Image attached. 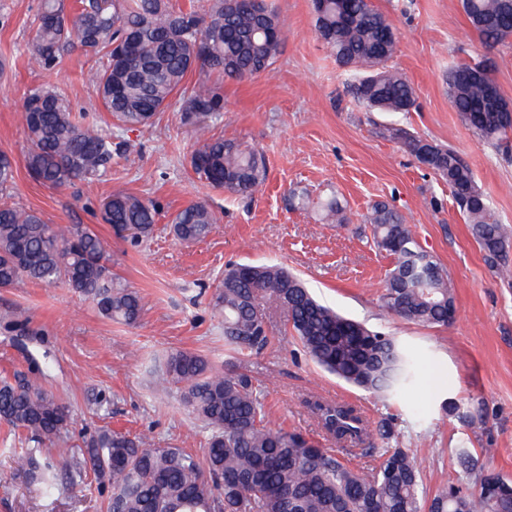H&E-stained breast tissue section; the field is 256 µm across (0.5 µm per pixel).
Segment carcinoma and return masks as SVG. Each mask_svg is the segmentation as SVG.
<instances>
[{"label": "carcinoma", "mask_w": 512, "mask_h": 512, "mask_svg": "<svg viewBox=\"0 0 512 512\" xmlns=\"http://www.w3.org/2000/svg\"><path fill=\"white\" fill-rule=\"evenodd\" d=\"M462 7L486 45L512 38V0H462ZM314 21L318 38L340 65L366 71L352 88L359 104L377 112L417 108L413 86L388 66L399 32L371 0H322ZM273 30L282 32L273 7L253 12L236 0H211L203 15L176 8L171 0H74L70 11L64 0H41L31 52L45 70L60 64L75 43L99 57L88 80L103 109L124 126L150 124L179 97L199 143L190 157L194 174L231 196L247 198L266 181L264 158L212 134L224 117L221 86L189 87L186 77L197 68L231 79L269 70L282 44V37L269 35ZM448 92L479 141L512 150V102L500 93L488 60L450 67ZM23 120L30 142L26 168L48 187L91 182L105 172L112 151L124 149L120 142L112 144L111 135L80 121L58 88L30 90ZM385 131L448 183L491 267L511 277L508 230L458 152L435 145L429 158L422 137L397 125ZM15 173L8 156L0 154L1 194L13 186ZM107 200L104 223L119 232L132 228L135 241L152 234L158 215L154 203L123 191ZM322 208L326 220L345 223L336 199ZM215 221L206 204L192 202L175 213L172 231L183 241L200 240ZM367 223L374 247L394 259L381 308L423 326L452 322L456 306L448 273L416 243L404 217L377 202ZM23 280L63 281L111 320L132 324L142 311L138 292L112 276L103 242L92 229L82 224L60 229L34 211L1 202L0 288ZM269 301L287 311L293 334L318 365L370 394L390 399L420 375L418 359L395 337L321 304L297 276L275 263L225 267L214 294V307L224 317V342L241 351L266 348L271 336L263 310ZM162 379L181 390L183 404L209 430L202 456L106 429L84 441L83 456L59 464L42 455L40 446L67 429L69 409L26 377L1 380L0 422L27 431L37 444L23 454L20 474L50 496L58 489L61 465L77 476L72 484H94L107 494L108 512H512V479L484 472L466 448L458 453L462 473L429 498L417 460L405 448L382 449L378 466L370 470L350 466L344 456L373 451V436L397 441L391 420H381L373 433L354 405L306 400L324 433L347 444L337 455L299 433L272 427L260 388L239 371H221L199 354L177 350L167 356ZM465 475L474 476V486H463Z\"/></svg>", "instance_id": "obj_1"}]
</instances>
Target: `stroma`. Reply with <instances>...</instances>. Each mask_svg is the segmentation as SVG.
<instances>
[{
    "mask_svg": "<svg viewBox=\"0 0 512 512\" xmlns=\"http://www.w3.org/2000/svg\"><path fill=\"white\" fill-rule=\"evenodd\" d=\"M400 33L392 67L405 74L418 107L408 114L368 112L349 92L352 76L317 37L311 0H271L284 41L271 70L223 80L224 120L217 135L265 156L268 179L242 200L199 179L190 156L198 143L172 102L147 127L124 128L105 112L87 72L93 55L73 48L62 64L40 68L29 52L40 0H0V152L16 167L8 203L40 213L64 228L84 224L102 239L112 271L143 298L132 325L103 317L95 303L66 283L28 281L0 288V378L22 373L69 406L74 422L45 445L56 461L80 455L82 433L107 427L158 446L201 452L207 431L189 414L176 388L162 387L169 353L186 350L214 367L237 368L261 385L272 427L298 431L325 447L304 401L356 405L369 424L393 420L401 447L420 464L423 486L435 493L457 471V452L478 454L486 469L512 478V280L498 276L456 206L450 187L383 135L388 125L410 129L454 148L469 165L501 224L512 230V155L479 143L448 95L445 76L461 60L491 57L493 78L512 99V40L488 48L470 26L462 0H371ZM64 89L90 124L126 143L93 182L52 189L28 173L22 114L28 90ZM307 192L308 208L291 191ZM124 191L154 201L153 236L134 244L100 218L103 199ZM337 195L345 223L326 224L318 203ZM205 202L216 216L211 233L181 241L169 232L173 215ZM396 208L417 243L435 255L454 286L457 316L446 326H420L383 312L379 296L392 258L371 242L366 217L374 202ZM274 262L297 273L323 304L374 330L396 336L422 365L408 395L380 401L314 363L295 339H284L285 313L269 304L273 342L241 354L224 343V323L211 299L228 263ZM106 396L107 405L94 401ZM457 410L440 408L444 399ZM481 409L484 423L467 416ZM26 432L0 423V512H106L96 490L61 482L53 496L18 479Z\"/></svg>",
    "mask_w": 512,
    "mask_h": 512,
    "instance_id": "1",
    "label": "stroma"
}]
</instances>
